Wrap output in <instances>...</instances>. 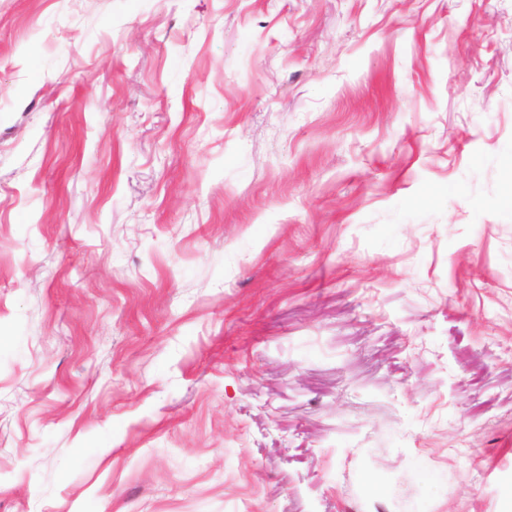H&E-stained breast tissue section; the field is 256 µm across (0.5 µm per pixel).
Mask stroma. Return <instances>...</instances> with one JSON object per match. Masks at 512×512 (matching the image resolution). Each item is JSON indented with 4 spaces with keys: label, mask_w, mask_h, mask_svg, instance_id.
<instances>
[{
    "label": "stroma",
    "mask_w": 512,
    "mask_h": 512,
    "mask_svg": "<svg viewBox=\"0 0 512 512\" xmlns=\"http://www.w3.org/2000/svg\"><path fill=\"white\" fill-rule=\"evenodd\" d=\"M0 512H512V0H0Z\"/></svg>",
    "instance_id": "obj_1"
}]
</instances>
